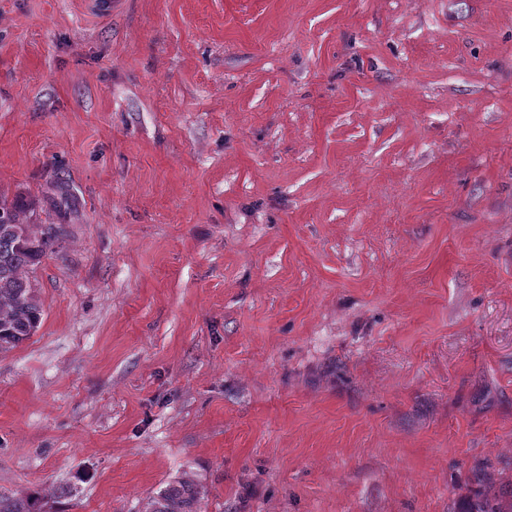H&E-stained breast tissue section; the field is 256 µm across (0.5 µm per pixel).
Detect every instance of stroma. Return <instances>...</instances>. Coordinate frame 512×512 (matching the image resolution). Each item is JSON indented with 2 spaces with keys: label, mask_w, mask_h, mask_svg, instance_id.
Returning a JSON list of instances; mask_svg holds the SVG:
<instances>
[{
  "label": "stroma",
  "mask_w": 512,
  "mask_h": 512,
  "mask_svg": "<svg viewBox=\"0 0 512 512\" xmlns=\"http://www.w3.org/2000/svg\"><path fill=\"white\" fill-rule=\"evenodd\" d=\"M0 195L67 229L0 352V494L512 490V0H0Z\"/></svg>",
  "instance_id": "stroma-1"
}]
</instances>
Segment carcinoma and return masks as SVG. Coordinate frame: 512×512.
I'll return each mask as SVG.
<instances>
[{"instance_id":"carcinoma-1","label":"carcinoma","mask_w":512,"mask_h":512,"mask_svg":"<svg viewBox=\"0 0 512 512\" xmlns=\"http://www.w3.org/2000/svg\"><path fill=\"white\" fill-rule=\"evenodd\" d=\"M31 208L21 200L0 198V351L30 338L38 329L43 307L26 276L63 234L62 224L29 223ZM0 512H41L38 499L0 495ZM146 512H201V492L191 479L169 484L147 503ZM459 512H512L509 500L488 494L467 498Z\"/></svg>"}]
</instances>
